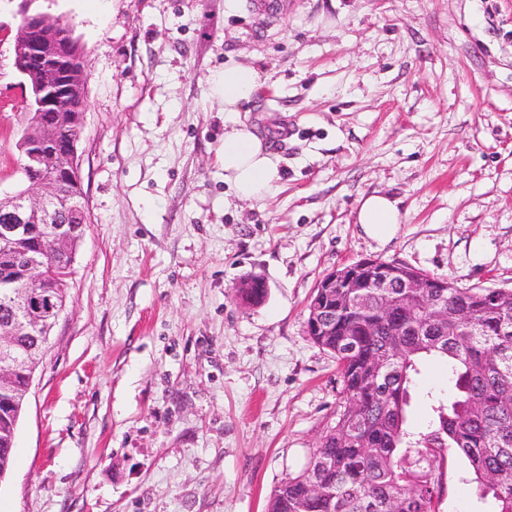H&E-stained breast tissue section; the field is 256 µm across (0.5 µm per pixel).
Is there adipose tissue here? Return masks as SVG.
<instances>
[{"instance_id":"adipose-tissue-1","label":"adipose tissue","mask_w":512,"mask_h":512,"mask_svg":"<svg viewBox=\"0 0 512 512\" xmlns=\"http://www.w3.org/2000/svg\"><path fill=\"white\" fill-rule=\"evenodd\" d=\"M226 112L237 111L249 101L259 86L258 72L240 63L224 66L221 79ZM224 180L238 199L253 201L272 193L277 179L276 166L261 139L242 128H231L224 133L222 153ZM356 219L366 234L373 239H391L399 228V213L395 201L382 195L364 198Z\"/></svg>"}]
</instances>
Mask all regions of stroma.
<instances>
[{"mask_svg":"<svg viewBox=\"0 0 512 512\" xmlns=\"http://www.w3.org/2000/svg\"><path fill=\"white\" fill-rule=\"evenodd\" d=\"M33 0L87 71L78 142L91 222L66 312L19 422L0 512H267L335 417L334 356L308 336L319 279L365 258L512 288V0ZM0 0V195L28 124ZM256 96L224 111L227 62ZM275 161L276 191L224 182L225 127ZM395 201L385 242L356 222ZM263 278L265 301L236 289ZM449 396L424 362L410 407ZM438 512H489L448 453ZM356 219L368 236L379 241L391 239L400 224L395 201L382 195L364 198L357 210Z\"/></svg>","mask_w":512,"mask_h":512,"instance_id":"35a3bbf8","label":"stroma"}]
</instances>
